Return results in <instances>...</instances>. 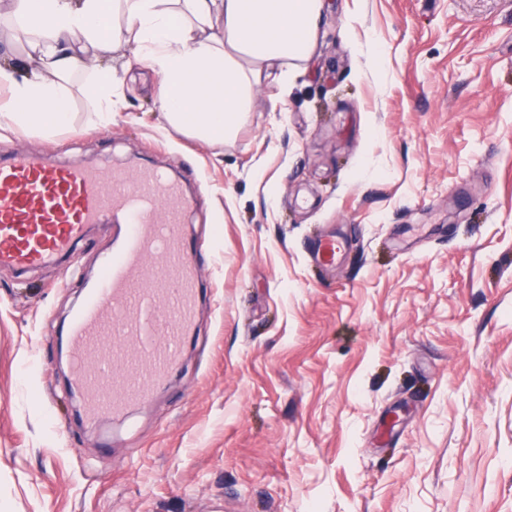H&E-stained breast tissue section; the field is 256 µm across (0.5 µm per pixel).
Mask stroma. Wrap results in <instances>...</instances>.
Returning a JSON list of instances; mask_svg holds the SVG:
<instances>
[{
    "mask_svg": "<svg viewBox=\"0 0 512 512\" xmlns=\"http://www.w3.org/2000/svg\"><path fill=\"white\" fill-rule=\"evenodd\" d=\"M90 79L0 157L180 179L196 325L155 394L91 421L58 338L119 227L0 269V512H512V0H325L288 96L261 83L221 144L164 122L145 65L108 124ZM347 246L348 241L344 237L327 235L315 245L314 255L322 265L333 267Z\"/></svg>",
    "mask_w": 512,
    "mask_h": 512,
    "instance_id": "35a3bbf8",
    "label": "stroma"
}]
</instances>
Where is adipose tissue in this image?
I'll return each instance as SVG.
<instances>
[{
    "label": "adipose tissue",
    "mask_w": 512,
    "mask_h": 512,
    "mask_svg": "<svg viewBox=\"0 0 512 512\" xmlns=\"http://www.w3.org/2000/svg\"><path fill=\"white\" fill-rule=\"evenodd\" d=\"M323 0H0V19L25 40L22 61H0L9 99L0 124L50 137L71 121L70 77L92 66L100 121L112 119L125 74L114 49L132 44L161 80L167 124L211 143L249 120L261 80L288 87L317 38Z\"/></svg>",
    "instance_id": "adipose-tissue-1"
}]
</instances>
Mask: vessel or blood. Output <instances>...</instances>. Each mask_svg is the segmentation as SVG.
<instances>
[{"label":"vessel or blood","mask_w":512,"mask_h":512,"mask_svg":"<svg viewBox=\"0 0 512 512\" xmlns=\"http://www.w3.org/2000/svg\"><path fill=\"white\" fill-rule=\"evenodd\" d=\"M188 204L181 186L158 169L76 166L26 152L0 160V268L53 265L89 225L123 227L65 330L87 418L122 415L179 362L201 266L200 252L181 233ZM347 246L328 235L314 255L332 267Z\"/></svg>","instance_id":"vessel-or-blood-1"}]
</instances>
